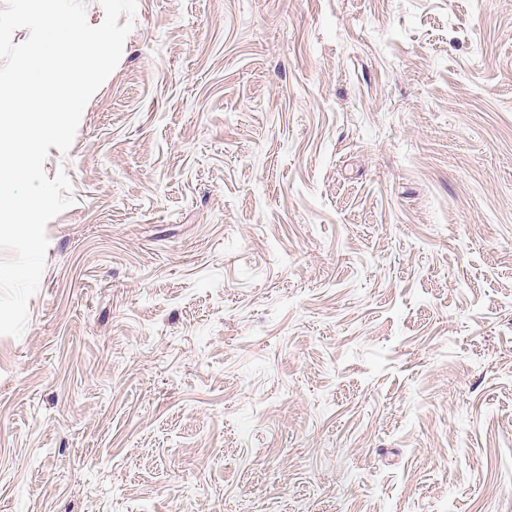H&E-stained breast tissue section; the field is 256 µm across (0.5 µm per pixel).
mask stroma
<instances>
[{
  "label": "stroma",
  "instance_id": "35a3bbf8",
  "mask_svg": "<svg viewBox=\"0 0 512 512\" xmlns=\"http://www.w3.org/2000/svg\"><path fill=\"white\" fill-rule=\"evenodd\" d=\"M44 171L0 512H512V0H138Z\"/></svg>",
  "mask_w": 512,
  "mask_h": 512
}]
</instances>
